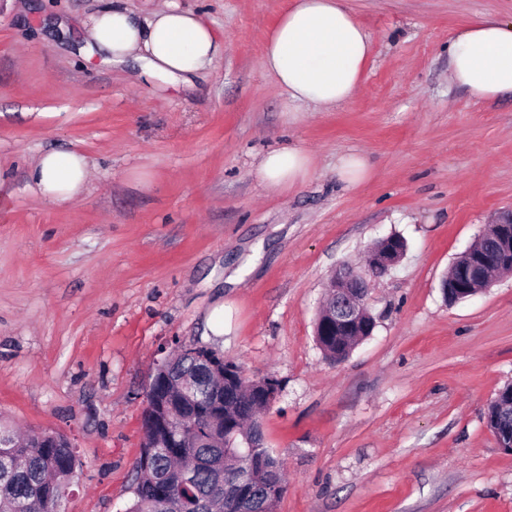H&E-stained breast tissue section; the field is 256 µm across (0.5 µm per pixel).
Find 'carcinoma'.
I'll return each instance as SVG.
<instances>
[{"label":"carcinoma","instance_id":"1","mask_svg":"<svg viewBox=\"0 0 512 512\" xmlns=\"http://www.w3.org/2000/svg\"><path fill=\"white\" fill-rule=\"evenodd\" d=\"M328 313L327 306L319 311L315 340L326 358L341 361L357 342L369 337L374 320H366L353 332L326 336ZM200 365L184 346L170 354L167 377L159 389L176 397L173 410L178 415L202 408L201 420L183 436L180 447L156 448L158 422L153 415H144L140 460L147 461L148 470L137 479L127 512H218L214 487L220 481L233 482L236 472L230 467L235 465L249 469L250 492L240 501L238 512H275L286 481L282 461L264 447L258 426L259 415L269 409L261 382L226 385L216 404L194 390L180 395V378L195 373ZM504 421L512 423V402L497 396L488 406L487 425L494 429ZM78 467L75 449L66 440L50 448L35 433L19 436L0 424V512H60ZM175 468L186 472L192 496L182 498L169 487Z\"/></svg>","mask_w":512,"mask_h":512}]
</instances>
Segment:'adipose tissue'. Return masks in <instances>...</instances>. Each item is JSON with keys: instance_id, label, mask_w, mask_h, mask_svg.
Listing matches in <instances>:
<instances>
[{"instance_id": "ef3b65f1", "label": "adipose tissue", "mask_w": 512, "mask_h": 512, "mask_svg": "<svg viewBox=\"0 0 512 512\" xmlns=\"http://www.w3.org/2000/svg\"><path fill=\"white\" fill-rule=\"evenodd\" d=\"M85 57L106 63L142 60L145 74L176 84L211 68L222 47L212 29L193 11L168 4L143 13L105 7L88 24ZM372 41L348 0H292L272 30L263 66L292 100L318 110L348 102L359 90ZM448 77L472 100L512 97V21L494 15L458 29L448 50ZM299 148L272 151L258 172L271 187L295 184L311 168ZM90 169L75 151L42 153L29 179L50 203L74 201L87 188Z\"/></svg>"}]
</instances>
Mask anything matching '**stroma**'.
I'll return each mask as SVG.
<instances>
[{
    "instance_id": "1",
    "label": "stroma",
    "mask_w": 512,
    "mask_h": 512,
    "mask_svg": "<svg viewBox=\"0 0 512 512\" xmlns=\"http://www.w3.org/2000/svg\"><path fill=\"white\" fill-rule=\"evenodd\" d=\"M112 2L0 0V423L70 439L64 512L132 502L145 393L177 345L279 380L259 419L285 464L275 512H512V453L486 424L512 384V273L457 303L442 292L512 209V100L450 84L448 44L484 15L511 21L512 0H350L374 52L327 111L262 64L291 0H173L224 45L178 87L78 56ZM288 147L312 168L272 188L259 161ZM50 149L90 165L71 203L29 185ZM349 154L369 168L355 187L336 173ZM391 234L407 252L370 281L376 327L330 361L314 336L325 286Z\"/></svg>"
}]
</instances>
